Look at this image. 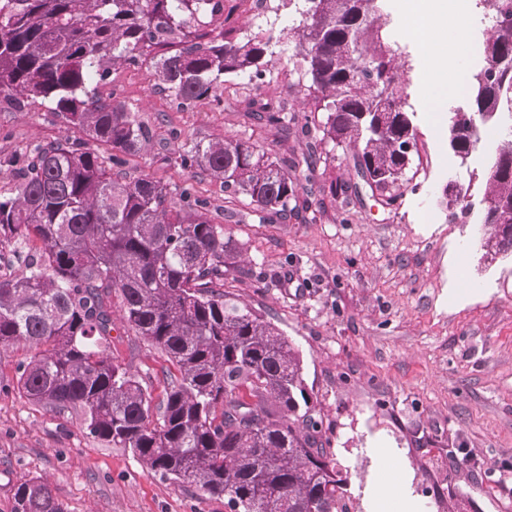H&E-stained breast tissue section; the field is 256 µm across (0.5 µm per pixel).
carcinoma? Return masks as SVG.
<instances>
[{
	"mask_svg": "<svg viewBox=\"0 0 512 512\" xmlns=\"http://www.w3.org/2000/svg\"><path fill=\"white\" fill-rule=\"evenodd\" d=\"M371 2L303 0L289 62L307 77L298 95L324 114L319 143L353 149L356 176L393 207L419 134ZM484 2L497 18L484 40L487 65L470 77L471 111L448 118V144L463 163L480 144L476 120L512 121V0ZM218 4L0 0V104L52 102L120 166L148 132L125 102L88 89L111 69L150 61L157 88L186 108L219 101L226 75L262 90L273 37L207 29ZM283 111L266 102L254 118L286 133ZM317 144L302 179L232 137L198 141L178 159L286 220L309 209L299 191L313 180ZM2 166L20 183L16 195H0V346L35 350L17 366L19 393L50 412L79 413L88 434L129 449L150 473L227 498L233 512H342L344 479L323 448L298 350L274 322L215 290L239 247L208 219L207 202L187 188L176 200L148 176L113 177L105 157L77 141L39 144ZM483 179L481 248L493 261L512 256V132ZM352 191L348 182L320 188L345 200ZM465 207L462 189L448 184V218ZM114 297L129 329L172 366L156 404L107 353ZM12 499V512H64L39 477L20 480Z\"/></svg>",
	"mask_w": 512,
	"mask_h": 512,
	"instance_id": "obj_1",
	"label": "carcinoma"
}]
</instances>
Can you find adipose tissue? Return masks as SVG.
<instances>
[{"label": "adipose tissue", "instance_id": "obj_1", "mask_svg": "<svg viewBox=\"0 0 512 512\" xmlns=\"http://www.w3.org/2000/svg\"><path fill=\"white\" fill-rule=\"evenodd\" d=\"M450 7L449 0H415L414 3L415 10L424 21L423 36L434 47L426 89L429 107L434 112L446 111L448 94L457 88V78L463 70L460 55L448 54L444 49L449 39ZM377 454L386 463L387 470L374 488L375 503L385 505L388 512H421L420 504L410 495L403 477V466L397 456L388 448L378 449Z\"/></svg>", "mask_w": 512, "mask_h": 512}]
</instances>
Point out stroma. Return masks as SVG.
Masks as SVG:
<instances>
[{"label":"stroma","mask_w":512,"mask_h":512,"mask_svg":"<svg viewBox=\"0 0 512 512\" xmlns=\"http://www.w3.org/2000/svg\"><path fill=\"white\" fill-rule=\"evenodd\" d=\"M398 2L385 0L384 17L406 61L420 166L396 209L363 185L350 202L326 195L283 224L261 222L260 209L241 198L231 204L233 222L224 217L221 183L176 163L193 142L224 137L280 157L306 155L310 105L292 88L284 39L272 46L264 95L287 100L285 131L249 119L259 96L244 77H228L219 101L183 108L156 91L148 65L112 71L99 94L124 100L150 136L113 174L147 175L174 193L192 186L211 220L241 245L251 274L229 271L224 289L299 348L307 393L327 427L324 446L347 479L344 501L353 512H371L380 447L397 453L425 512H512V257L487 261L480 211L451 223L441 204L451 181L481 199L497 144L484 142L463 164L437 134L424 95L430 49L404 38ZM224 8L243 33L284 36L296 17L281 0L259 19L240 0H224ZM81 138L50 103L0 109L1 157ZM452 288L461 298L449 299ZM29 355L22 345L0 347V512H11L13 486L31 477L47 480L64 512H230L225 498L146 472L129 449L89 435L77 415L21 396L16 368ZM110 355L162 399L167 363L158 350L117 322Z\"/></svg>","instance_id":"35a3bbf8"}]
</instances>
